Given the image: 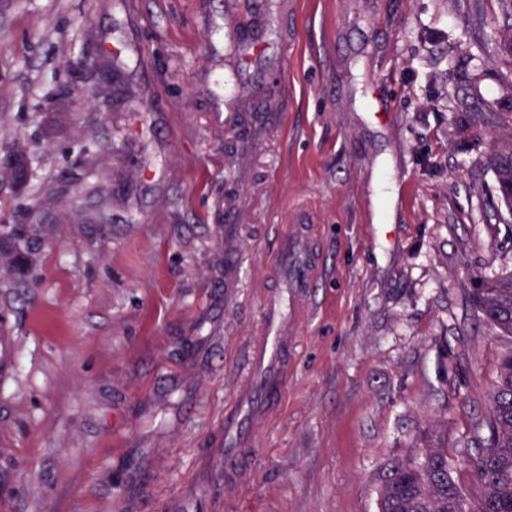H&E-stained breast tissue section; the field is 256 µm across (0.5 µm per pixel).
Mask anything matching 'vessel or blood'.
<instances>
[{"label":"vessel or blood","instance_id":"b4317fda","mask_svg":"<svg viewBox=\"0 0 512 512\" xmlns=\"http://www.w3.org/2000/svg\"><path fill=\"white\" fill-rule=\"evenodd\" d=\"M315 227L297 216L277 244L271 260L277 282L260 300L257 330L249 342L244 381L233 405L224 411L225 487L243 484L248 473L240 463L254 454L253 427L267 420L288 388V366L294 355L298 307L319 275L314 247Z\"/></svg>","mask_w":512,"mask_h":512}]
</instances>
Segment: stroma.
Returning <instances> with one entry per match:
<instances>
[{
  "label": "stroma",
  "instance_id": "stroma-1",
  "mask_svg": "<svg viewBox=\"0 0 512 512\" xmlns=\"http://www.w3.org/2000/svg\"><path fill=\"white\" fill-rule=\"evenodd\" d=\"M500 23L498 0H0V158L27 159L0 175L23 267L0 273V512H378L394 456L456 455L502 350L467 292L512 271ZM298 212L321 273L220 509L215 441ZM498 188L501 182L512 185V140L498 142L491 158Z\"/></svg>",
  "mask_w": 512,
  "mask_h": 512
}]
</instances>
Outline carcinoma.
<instances>
[{
    "mask_svg": "<svg viewBox=\"0 0 512 512\" xmlns=\"http://www.w3.org/2000/svg\"><path fill=\"white\" fill-rule=\"evenodd\" d=\"M499 3L501 44L512 54V0ZM491 165L496 182L512 183V140L497 143ZM88 194L98 196L92 219L106 222L109 200L95 186ZM0 257L20 271L14 242L0 239ZM479 283L468 302L505 343L488 413L454 457L446 448L426 447L389 461L379 474L380 512H512V271ZM460 466L470 472L471 484L454 476Z\"/></svg>",
    "mask_w": 512,
    "mask_h": 512,
    "instance_id": "1",
    "label": "carcinoma"
}]
</instances>
